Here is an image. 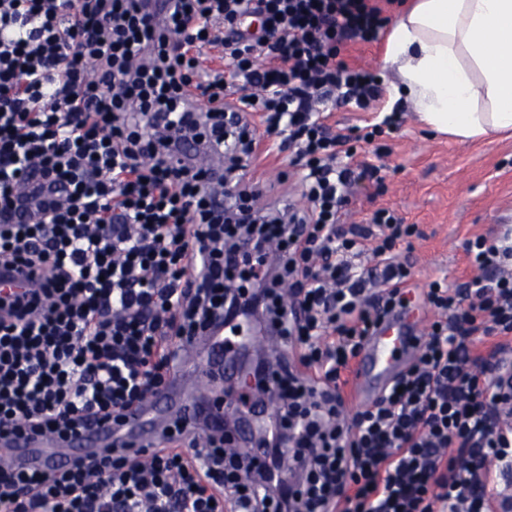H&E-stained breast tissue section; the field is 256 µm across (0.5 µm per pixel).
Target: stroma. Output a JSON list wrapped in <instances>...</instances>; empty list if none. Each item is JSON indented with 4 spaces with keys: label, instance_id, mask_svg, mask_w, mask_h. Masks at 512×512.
I'll return each instance as SVG.
<instances>
[{
    "label": "stroma",
    "instance_id": "stroma-1",
    "mask_svg": "<svg viewBox=\"0 0 512 512\" xmlns=\"http://www.w3.org/2000/svg\"><path fill=\"white\" fill-rule=\"evenodd\" d=\"M400 119L397 132L363 145L353 157V164L373 166L377 175L352 184L342 221L367 224L377 210L394 211L417 227L411 239L414 284L421 288L441 278L455 289L474 275L465 242L498 237L503 218L512 215V136L461 142L432 132L412 113ZM246 179L260 185L264 205L307 204L288 155L249 169Z\"/></svg>",
    "mask_w": 512,
    "mask_h": 512
}]
</instances>
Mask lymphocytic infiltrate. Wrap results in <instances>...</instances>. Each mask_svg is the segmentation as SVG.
Segmentation results:
<instances>
[{"instance_id":"obj_1","label":"lymphocytic infiltrate","mask_w":512,"mask_h":512,"mask_svg":"<svg viewBox=\"0 0 512 512\" xmlns=\"http://www.w3.org/2000/svg\"><path fill=\"white\" fill-rule=\"evenodd\" d=\"M387 23L369 0H0V268L42 274L28 301L0 299V435L120 416L217 321L283 347L250 392L275 407L261 462L227 452L224 428L178 422L146 455L0 465V512H492L477 461L512 470V427L496 424L511 245L466 241L477 276L429 283L414 362L345 416V373L411 290L398 247L415 227L385 209L341 223L355 174L374 171L342 164L350 138L322 105L381 98L379 75L338 54ZM283 151L307 207L257 206L242 180ZM187 152L229 164L214 179Z\"/></svg>"}]
</instances>
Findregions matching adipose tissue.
I'll return each instance as SVG.
<instances>
[{
	"label": "adipose tissue",
	"mask_w": 512,
	"mask_h": 512,
	"mask_svg": "<svg viewBox=\"0 0 512 512\" xmlns=\"http://www.w3.org/2000/svg\"><path fill=\"white\" fill-rule=\"evenodd\" d=\"M382 66L394 108L434 131L492 140L512 131V0H410Z\"/></svg>",
	"instance_id": "obj_1"
}]
</instances>
